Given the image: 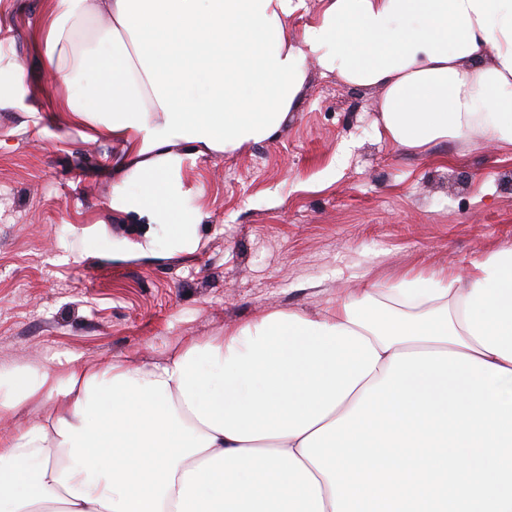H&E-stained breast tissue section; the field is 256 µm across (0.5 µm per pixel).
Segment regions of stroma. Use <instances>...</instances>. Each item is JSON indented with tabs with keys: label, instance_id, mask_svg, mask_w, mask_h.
<instances>
[{
	"label": "stroma",
	"instance_id": "35a3bbf8",
	"mask_svg": "<svg viewBox=\"0 0 512 512\" xmlns=\"http://www.w3.org/2000/svg\"><path fill=\"white\" fill-rule=\"evenodd\" d=\"M42 0H0V370L143 361L273 310L317 312L411 269L465 272L512 246V147L412 153L380 133L375 90L308 61L298 108L272 138L194 156L173 174L190 236L112 207L127 142L53 111L36 47Z\"/></svg>",
	"mask_w": 512,
	"mask_h": 512
}]
</instances>
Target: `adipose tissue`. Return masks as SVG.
I'll return each instance as SVG.
<instances>
[{
  "label": "adipose tissue",
  "instance_id": "obj_1",
  "mask_svg": "<svg viewBox=\"0 0 512 512\" xmlns=\"http://www.w3.org/2000/svg\"><path fill=\"white\" fill-rule=\"evenodd\" d=\"M45 0L38 41L52 79L105 87L56 104L133 141L112 207L143 211L183 243L181 141L238 150L273 137L300 104L314 59L379 90L382 133L420 152L441 141L512 146V0ZM104 20L89 44L64 21ZM466 354L512 370V246L466 273L408 272L308 313L273 311L207 343L64 373L0 372V414L58 398L47 424L0 432V512H333L302 442L350 412L393 355Z\"/></svg>",
  "mask_w": 512,
  "mask_h": 512
}]
</instances>
